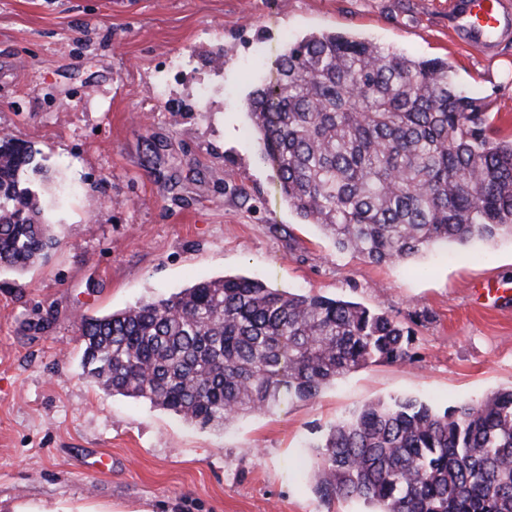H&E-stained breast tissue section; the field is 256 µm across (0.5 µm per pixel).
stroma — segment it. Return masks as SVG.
Segmentation results:
<instances>
[{
	"mask_svg": "<svg viewBox=\"0 0 512 512\" xmlns=\"http://www.w3.org/2000/svg\"><path fill=\"white\" fill-rule=\"evenodd\" d=\"M342 31L448 62L512 133V44L493 59L448 0H0V130L28 141L58 241L0 268V512H365L315 491L320 431L366 402L437 408L512 389V237L372 264L288 207L246 97L285 39ZM244 274L351 300L413 333L380 363L223 430L105 392L82 373L81 315ZM107 456V470L89 471Z\"/></svg>",
	"mask_w": 512,
	"mask_h": 512,
	"instance_id": "1",
	"label": "stroma"
}]
</instances>
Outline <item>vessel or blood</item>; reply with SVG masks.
I'll return each instance as SVG.
<instances>
[{"label": "vessel or blood", "mask_w": 512, "mask_h": 512, "mask_svg": "<svg viewBox=\"0 0 512 512\" xmlns=\"http://www.w3.org/2000/svg\"><path fill=\"white\" fill-rule=\"evenodd\" d=\"M455 28L460 39L486 55L512 42V8L506 0H455Z\"/></svg>", "instance_id": "obj_1"}]
</instances>
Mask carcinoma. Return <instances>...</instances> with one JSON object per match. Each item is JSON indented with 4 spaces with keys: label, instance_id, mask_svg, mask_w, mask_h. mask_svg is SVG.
<instances>
[{
    "label": "carcinoma",
    "instance_id": "carcinoma-1",
    "mask_svg": "<svg viewBox=\"0 0 512 512\" xmlns=\"http://www.w3.org/2000/svg\"><path fill=\"white\" fill-rule=\"evenodd\" d=\"M281 193L339 250L370 263L439 242L512 236V134L502 136L448 63L336 32L287 40L247 99ZM0 137V267L57 244L25 186L43 167ZM83 374L202 427L309 401L372 364L413 361L411 331L359 303L244 276L79 321ZM316 491L369 512H512V390L443 410L372 401L330 426Z\"/></svg>",
    "mask_w": 512,
    "mask_h": 512
}]
</instances>
